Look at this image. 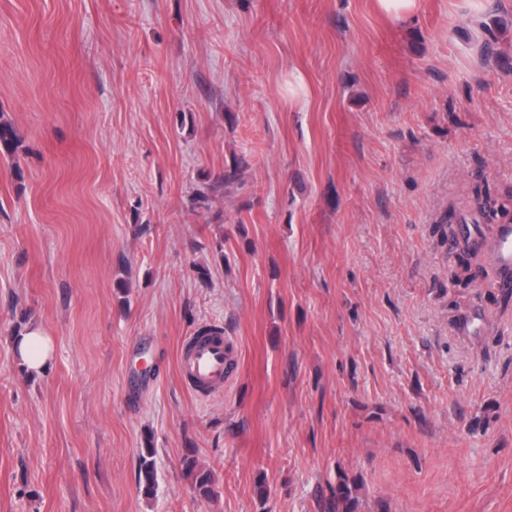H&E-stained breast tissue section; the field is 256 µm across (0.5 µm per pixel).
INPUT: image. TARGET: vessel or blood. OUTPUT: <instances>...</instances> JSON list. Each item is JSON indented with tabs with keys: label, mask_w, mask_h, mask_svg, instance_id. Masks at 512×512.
<instances>
[{
	"label": "vessel or blood",
	"mask_w": 512,
	"mask_h": 512,
	"mask_svg": "<svg viewBox=\"0 0 512 512\" xmlns=\"http://www.w3.org/2000/svg\"><path fill=\"white\" fill-rule=\"evenodd\" d=\"M470 242L485 251L504 278L512 279V224H500L492 239H484L479 226L468 225ZM235 364L228 342L220 336H193L180 357L181 373L190 387L207 395L222 390Z\"/></svg>",
	"instance_id": "vessel-or-blood-1"
}]
</instances>
